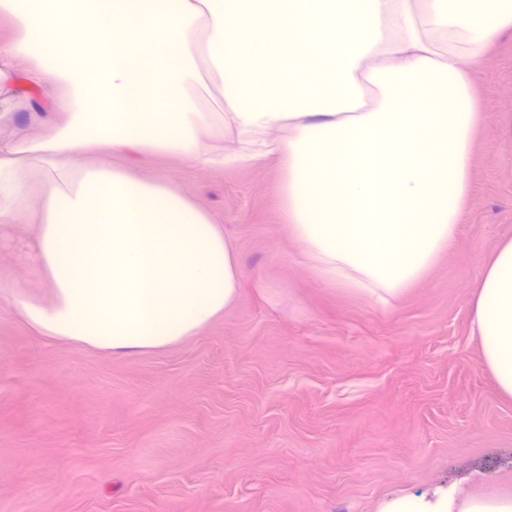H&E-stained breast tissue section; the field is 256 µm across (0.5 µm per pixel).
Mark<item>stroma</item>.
I'll list each match as a JSON object with an SVG mask.
<instances>
[{
	"label": "stroma",
	"mask_w": 512,
	"mask_h": 512,
	"mask_svg": "<svg viewBox=\"0 0 512 512\" xmlns=\"http://www.w3.org/2000/svg\"><path fill=\"white\" fill-rule=\"evenodd\" d=\"M493 120L477 208L389 305L300 264L276 160L195 169L189 186L241 271L198 336L135 355L47 346L0 299V512H378L454 484L512 492V398L470 334L474 287L512 238V36L476 76Z\"/></svg>",
	"instance_id": "1"
}]
</instances>
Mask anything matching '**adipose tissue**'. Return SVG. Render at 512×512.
I'll use <instances>...</instances> for the list:
<instances>
[{"label": "adipose tissue", "mask_w": 512, "mask_h": 512, "mask_svg": "<svg viewBox=\"0 0 512 512\" xmlns=\"http://www.w3.org/2000/svg\"><path fill=\"white\" fill-rule=\"evenodd\" d=\"M0 228L23 227L44 294L0 298L45 344L135 354L202 332L239 296L224 226L194 192L124 165L276 158L290 238L326 283L389 304L472 208L485 124L475 72L512 0H0ZM52 86L47 101L33 89ZM471 334L512 397V238L478 281ZM379 512H512L458 486Z\"/></svg>", "instance_id": "adipose-tissue-1"}]
</instances>
